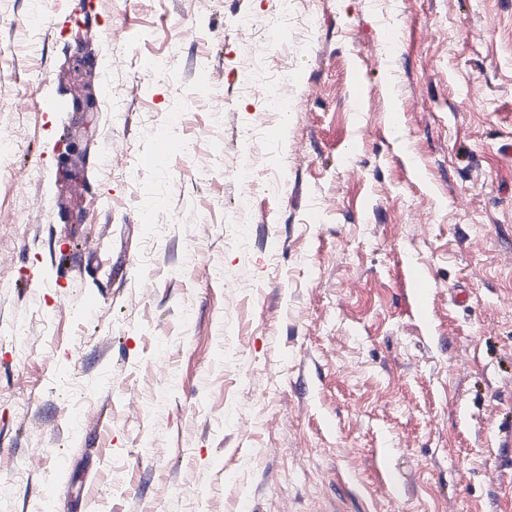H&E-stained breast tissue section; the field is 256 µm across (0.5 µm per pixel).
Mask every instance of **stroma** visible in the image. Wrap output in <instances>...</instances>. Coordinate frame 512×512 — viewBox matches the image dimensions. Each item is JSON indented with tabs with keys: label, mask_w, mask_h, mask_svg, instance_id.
<instances>
[{
	"label": "stroma",
	"mask_w": 512,
	"mask_h": 512,
	"mask_svg": "<svg viewBox=\"0 0 512 512\" xmlns=\"http://www.w3.org/2000/svg\"><path fill=\"white\" fill-rule=\"evenodd\" d=\"M275 8L0 0V512H512V0Z\"/></svg>",
	"instance_id": "stroma-1"
}]
</instances>
